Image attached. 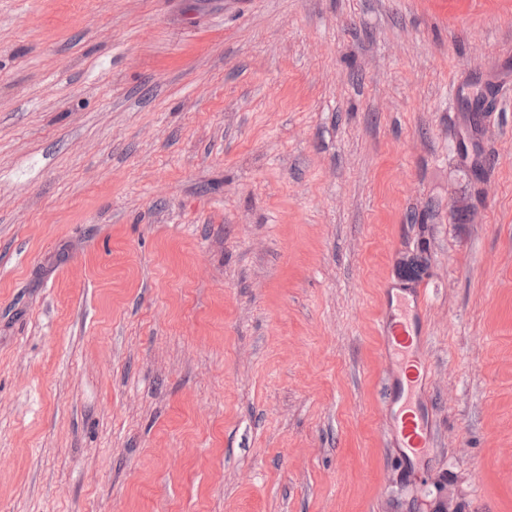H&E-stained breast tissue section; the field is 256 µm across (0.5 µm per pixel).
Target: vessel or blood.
I'll return each instance as SVG.
<instances>
[{"label": "vessel or blood", "mask_w": 512, "mask_h": 512, "mask_svg": "<svg viewBox=\"0 0 512 512\" xmlns=\"http://www.w3.org/2000/svg\"><path fill=\"white\" fill-rule=\"evenodd\" d=\"M427 290L424 283L401 276L383 284L378 331L391 360L385 407L391 416L386 432L393 447L411 459L434 447L436 430L424 411L430 395V360L425 347Z\"/></svg>", "instance_id": "obj_1"}]
</instances>
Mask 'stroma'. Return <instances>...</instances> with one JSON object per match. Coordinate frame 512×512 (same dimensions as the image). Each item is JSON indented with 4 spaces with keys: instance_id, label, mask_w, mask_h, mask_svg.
<instances>
[{
    "instance_id": "obj_1",
    "label": "stroma",
    "mask_w": 512,
    "mask_h": 512,
    "mask_svg": "<svg viewBox=\"0 0 512 512\" xmlns=\"http://www.w3.org/2000/svg\"><path fill=\"white\" fill-rule=\"evenodd\" d=\"M0 456V512H512V0H0ZM382 288L377 327L384 351L392 360L385 378L384 406L390 410L386 432L391 446L403 448L409 459H418L436 442L435 426L423 408L431 384L424 340L427 288L422 282L396 275ZM408 396L415 398L413 404ZM396 408L398 412L392 415Z\"/></svg>"
}]
</instances>
